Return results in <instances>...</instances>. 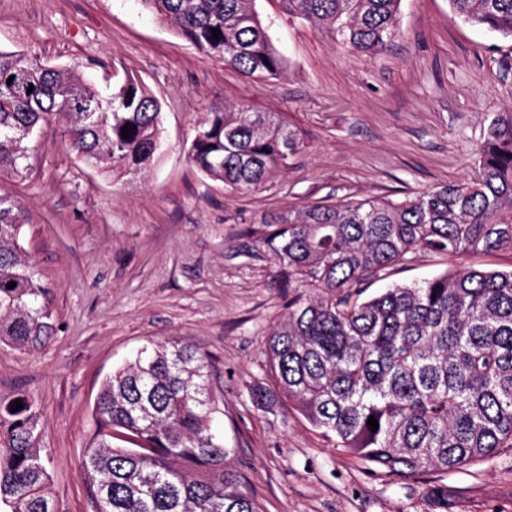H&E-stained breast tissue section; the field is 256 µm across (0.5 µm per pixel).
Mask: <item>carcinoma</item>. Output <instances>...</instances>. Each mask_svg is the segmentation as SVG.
<instances>
[{
	"instance_id": "1",
	"label": "carcinoma",
	"mask_w": 512,
	"mask_h": 512,
	"mask_svg": "<svg viewBox=\"0 0 512 512\" xmlns=\"http://www.w3.org/2000/svg\"><path fill=\"white\" fill-rule=\"evenodd\" d=\"M141 3L242 74L275 79L285 70L255 0ZM282 3L289 17L325 28L347 50L377 53L401 34L400 0ZM448 5L464 22L512 39V0ZM57 117L75 158L117 178L147 169L162 144L161 103L139 77L125 75L104 96L71 69L0 50V182L29 175L32 143ZM304 150L286 115L240 108L210 113L188 156L207 177L244 191L270 183ZM26 223L21 202L0 185V342L29 350L51 336L53 309L22 244ZM245 234L288 287L286 313L266 346L275 390L255 389L259 403L288 402L336 447L389 477L512 453V269L465 268L363 297L370 281L418 254L512 255V108L490 118L469 179L402 200L315 203ZM17 401L23 408L14 412ZM216 412L205 353L178 340L143 346L97 397L85 449L94 512H262L226 463ZM38 415L30 396L0 397L7 512H54ZM426 498L434 512H448L447 485L428 486Z\"/></svg>"
}]
</instances>
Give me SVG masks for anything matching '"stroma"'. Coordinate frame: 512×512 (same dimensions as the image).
<instances>
[{
  "label": "stroma",
  "mask_w": 512,
  "mask_h": 512,
  "mask_svg": "<svg viewBox=\"0 0 512 512\" xmlns=\"http://www.w3.org/2000/svg\"><path fill=\"white\" fill-rule=\"evenodd\" d=\"M286 61L249 78L197 50L141 0H0V49L73 67L105 86L132 72L162 102L163 146L123 179L78 162L63 122L39 138L35 167L8 183L28 222L24 246L50 291L52 335L39 349L0 343V395L40 406L39 445L56 512H92L83 454L104 380L148 342L206 352L228 460L263 512H431L426 480L448 486L451 512H512V457L405 480L372 474L285 402L265 348L288 290L242 231L321 200H400L475 169L493 113L512 107V39L455 17L448 0H401L400 37L385 51L340 47L257 0ZM280 112L307 149L268 186L234 191L205 178L188 147L208 113ZM507 269L512 256L417 255L392 279L414 284L464 268Z\"/></svg>",
  "instance_id": "1"
}]
</instances>
